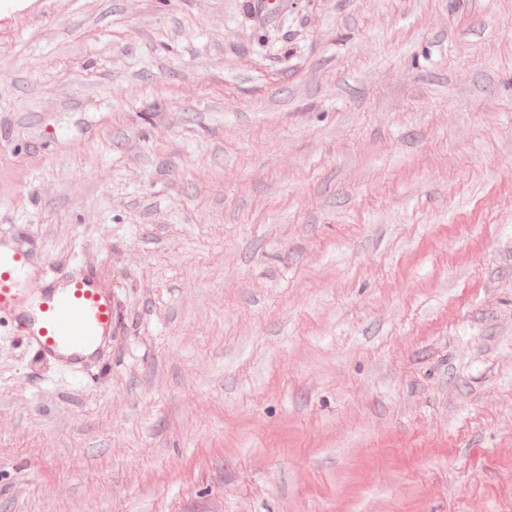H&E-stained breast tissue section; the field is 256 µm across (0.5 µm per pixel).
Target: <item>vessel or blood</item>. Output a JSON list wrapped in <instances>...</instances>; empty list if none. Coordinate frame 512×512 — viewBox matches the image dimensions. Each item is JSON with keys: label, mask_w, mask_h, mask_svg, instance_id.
<instances>
[{"label": "vessel or blood", "mask_w": 512, "mask_h": 512, "mask_svg": "<svg viewBox=\"0 0 512 512\" xmlns=\"http://www.w3.org/2000/svg\"><path fill=\"white\" fill-rule=\"evenodd\" d=\"M27 265L24 253L0 249V314L15 313L26 339L43 355L78 363L83 352L100 350L112 333L117 309L96 270L66 273L49 283L29 318L15 311L16 281Z\"/></svg>", "instance_id": "b4317fda"}]
</instances>
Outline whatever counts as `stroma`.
I'll use <instances>...</instances> for the list:
<instances>
[{
    "instance_id": "stroma-1",
    "label": "stroma",
    "mask_w": 512,
    "mask_h": 512,
    "mask_svg": "<svg viewBox=\"0 0 512 512\" xmlns=\"http://www.w3.org/2000/svg\"><path fill=\"white\" fill-rule=\"evenodd\" d=\"M0 512H512V0H0ZM28 265V257L14 250L0 249V315H15L26 339L38 351L69 363L84 362L82 353H98L111 335L117 317L112 294L94 268L65 273L40 292L36 314L28 318L15 313L18 302L17 279ZM62 284V287H57Z\"/></svg>"
}]
</instances>
